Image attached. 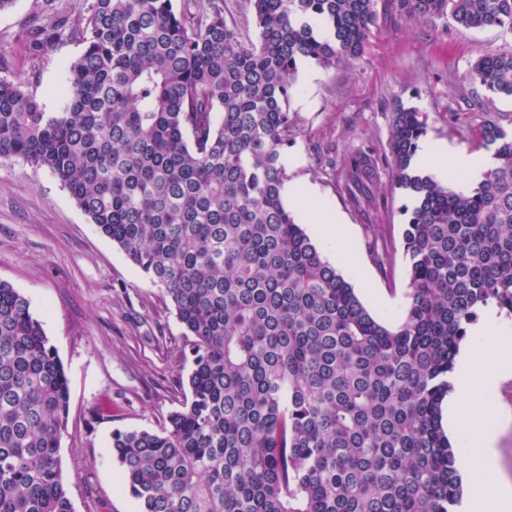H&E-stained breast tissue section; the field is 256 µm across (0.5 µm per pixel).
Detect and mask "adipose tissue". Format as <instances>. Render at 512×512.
Wrapping results in <instances>:
<instances>
[{
	"instance_id": "ef3b65f1",
	"label": "adipose tissue",
	"mask_w": 512,
	"mask_h": 512,
	"mask_svg": "<svg viewBox=\"0 0 512 512\" xmlns=\"http://www.w3.org/2000/svg\"><path fill=\"white\" fill-rule=\"evenodd\" d=\"M492 164L489 156L449 147L437 140H423L413 158L414 169L441 180L479 179ZM288 196L304 210L319 229L341 232L342 219L332 208L322 205L315 188L306 182L293 185ZM504 322L496 310L484 312L468 329L470 335L485 339L479 353H467L466 370L453 383V393L446 409V421L460 447L466 448V473L472 484L457 512H512V480L493 478L497 466L499 433L494 423L497 415L488 394L497 378L512 371V343L502 340Z\"/></svg>"
}]
</instances>
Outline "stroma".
I'll return each instance as SVG.
<instances>
[{
	"mask_svg": "<svg viewBox=\"0 0 512 512\" xmlns=\"http://www.w3.org/2000/svg\"><path fill=\"white\" fill-rule=\"evenodd\" d=\"M90 3L15 0L0 12V79H24L45 111H58L67 68L85 44L65 36L33 49V25L62 17L78 26ZM500 49L512 50V35L501 29L463 30L391 11L361 59L299 65L288 180L314 185L321 202L343 217L349 264L341 273L381 322L395 323L406 303L408 198L392 189L388 169H380L375 185L351 189L341 168L360 146L387 150L400 104L427 113V138L475 151L478 116L461 109L471 92L467 74L480 56ZM385 243L395 252L387 269L374 260ZM0 280L29 300L68 374L61 456L74 512H140L111 439L118 430H160L183 399L181 363L189 347L170 300L47 169L20 159L0 161ZM491 398L505 413L499 467L512 477V375L498 381Z\"/></svg>",
	"mask_w": 512,
	"mask_h": 512,
	"instance_id": "35a3bbf8",
	"label": "stroma"
}]
</instances>
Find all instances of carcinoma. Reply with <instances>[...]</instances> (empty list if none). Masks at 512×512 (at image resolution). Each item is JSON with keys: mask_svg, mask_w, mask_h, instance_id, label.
<instances>
[{"mask_svg": "<svg viewBox=\"0 0 512 512\" xmlns=\"http://www.w3.org/2000/svg\"><path fill=\"white\" fill-rule=\"evenodd\" d=\"M388 6L512 33V0H92L69 95L44 111L0 79V161L48 169L169 298L191 337L188 393L111 452L140 512H453L461 456L442 425L460 345L489 304L512 316V131L473 95L495 163L469 193L413 170L428 116L399 105L389 150L359 149L410 204L407 303L378 321L288 208L298 67L363 55ZM469 81L512 96V51ZM69 381L30 302L0 280V512H73Z\"/></svg>", "mask_w": 512, "mask_h": 512, "instance_id": "obj_1", "label": "carcinoma"}]
</instances>
